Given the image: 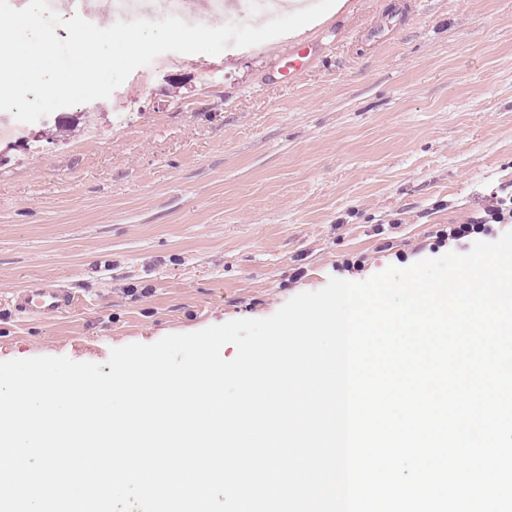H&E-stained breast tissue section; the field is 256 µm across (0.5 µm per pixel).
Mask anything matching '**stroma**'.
Instances as JSON below:
<instances>
[{
  "label": "stroma",
  "mask_w": 512,
  "mask_h": 512,
  "mask_svg": "<svg viewBox=\"0 0 512 512\" xmlns=\"http://www.w3.org/2000/svg\"><path fill=\"white\" fill-rule=\"evenodd\" d=\"M301 44L314 62L292 83ZM82 112L95 130L65 145L0 137V361L102 364L468 253L440 230L512 190V0H345L255 46L163 53L62 110ZM47 277L76 309L18 314Z\"/></svg>",
  "instance_id": "1"
}]
</instances>
